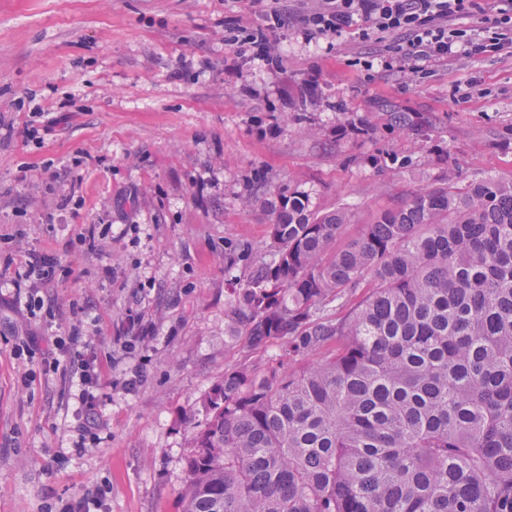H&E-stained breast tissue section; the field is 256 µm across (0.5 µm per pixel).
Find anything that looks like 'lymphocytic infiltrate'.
Here are the masks:
<instances>
[{
    "instance_id": "lymphocytic-infiltrate-1",
    "label": "lymphocytic infiltrate",
    "mask_w": 512,
    "mask_h": 512,
    "mask_svg": "<svg viewBox=\"0 0 512 512\" xmlns=\"http://www.w3.org/2000/svg\"><path fill=\"white\" fill-rule=\"evenodd\" d=\"M302 18L310 34L341 35L355 31L360 40L384 46V63L402 71L416 72L420 62H441L459 53L478 57L512 54V0H315ZM261 27L239 30L232 40L242 58H266L274 50L272 35L286 25L284 12L276 6L265 9ZM396 43H389V36ZM56 262L44 255H31L19 264L0 268V284L12 288L14 306L34 310L41 301L31 285L56 277ZM82 330L73 326L67 337H55L54 350L45 354L46 371L72 369L71 382L79 389L76 415L92 426L98 414L97 392L103 386L104 367L97 355L82 351Z\"/></svg>"
}]
</instances>
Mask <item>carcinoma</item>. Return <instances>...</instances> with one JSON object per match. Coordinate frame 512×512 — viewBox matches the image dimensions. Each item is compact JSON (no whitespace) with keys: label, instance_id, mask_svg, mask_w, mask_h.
<instances>
[{"label":"carcinoma","instance_id":"1","mask_svg":"<svg viewBox=\"0 0 512 512\" xmlns=\"http://www.w3.org/2000/svg\"><path fill=\"white\" fill-rule=\"evenodd\" d=\"M272 215L224 335L278 365L203 394L180 512H512V180L416 193L340 248L343 210Z\"/></svg>","mask_w":512,"mask_h":512}]
</instances>
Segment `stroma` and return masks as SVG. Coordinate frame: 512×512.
<instances>
[{
	"mask_svg": "<svg viewBox=\"0 0 512 512\" xmlns=\"http://www.w3.org/2000/svg\"><path fill=\"white\" fill-rule=\"evenodd\" d=\"M311 3L282 0L276 61L234 70L230 30L262 24L257 0H0V116L14 125L0 142V265L27 248L63 268L36 316L0 302V512L97 487L104 512H180L202 395L225 367L262 369L279 351L250 355L224 334L229 283L270 257L272 216L251 197L345 210L347 241L441 183L512 180V55L386 69L378 44L308 34ZM393 110L413 127L397 130ZM86 224L106 231L92 250ZM231 245L248 254L230 269ZM79 315L116 382L81 454L69 380L12 352L67 336Z\"/></svg>",
	"mask_w": 512,
	"mask_h": 512,
	"instance_id": "1",
	"label": "stroma"
}]
</instances>
